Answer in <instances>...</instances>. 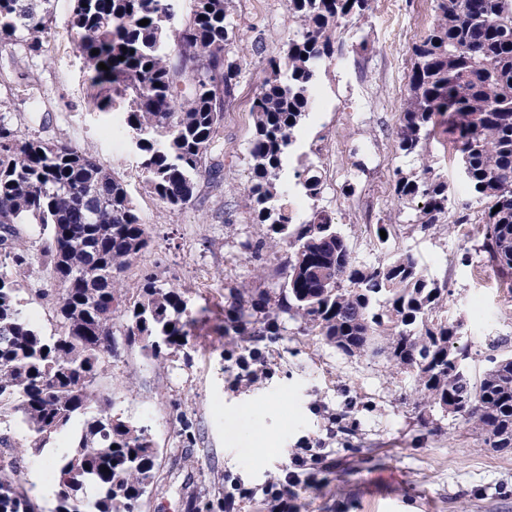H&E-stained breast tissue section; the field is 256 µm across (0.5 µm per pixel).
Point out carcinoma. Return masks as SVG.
Instances as JSON below:
<instances>
[{
  "instance_id": "carcinoma-1",
  "label": "carcinoma",
  "mask_w": 512,
  "mask_h": 512,
  "mask_svg": "<svg viewBox=\"0 0 512 512\" xmlns=\"http://www.w3.org/2000/svg\"><path fill=\"white\" fill-rule=\"evenodd\" d=\"M51 2L0 0V43L39 51ZM370 3L287 0L300 29L283 55L268 59V76L252 101L248 197L253 220L269 225L288 257L259 295L233 294L224 334L244 342L276 336L285 315L348 356L385 357L414 377L416 406L454 405L490 447L512 448V351L471 372L464 321L440 315L448 282L427 278L413 254L390 249L393 225H376L386 253L363 265L331 212L316 208L296 222L276 204L317 74L342 54L338 29L367 17ZM433 3L435 22L412 47L398 147L422 157L436 126L448 125L461 181L485 204L479 250L512 280V0ZM173 18L171 0H74L70 29L91 83L131 98L125 124L146 186L161 203L182 208L202 175L215 185L224 168L216 136L239 63L230 54L227 0H195L193 13L174 28ZM295 178L309 196L322 193L314 167L295 171ZM393 192L397 201L416 204L423 232L448 212V183L426 164L420 175L395 170ZM31 223L48 232L34 256L19 228ZM150 242L126 185L92 153L22 139L0 111V417L15 414L34 434L25 443L0 437V512H41L20 463L63 433L70 446L53 468L54 512H80L79 501L85 512H142L146 496L158 490V450L148 429L114 413L95 386L120 357L119 338L160 364L195 345L178 289L150 268L136 291L122 284ZM35 263L50 273L39 293L56 297L49 336L24 313L12 277Z\"/></svg>"
}]
</instances>
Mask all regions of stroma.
I'll list each match as a JSON object with an SVG mask.
<instances>
[{"label":"stroma","mask_w":512,"mask_h":512,"mask_svg":"<svg viewBox=\"0 0 512 512\" xmlns=\"http://www.w3.org/2000/svg\"><path fill=\"white\" fill-rule=\"evenodd\" d=\"M387 2L371 0L366 20L342 26L344 53L318 75V96L282 173L290 190L281 201L306 215L316 207L332 211L363 264L382 257L375 225H395L392 249L412 253L430 277L447 278L450 317L468 318V303L482 297L485 318L468 328L478 372L489 339L512 336V281L500 278L477 249L483 207L460 184L444 127L427 145L433 175L453 191L443 226L413 231L414 208L392 198L394 170L419 169L416 157L399 151L397 133L412 47L434 11L431 0H397L400 34L392 41ZM71 11V0H53V20L40 52L29 56L28 74L12 63L23 46H0V104L20 137L88 149L125 182L152 228L151 247L126 271V287L138 286L143 268H155L187 298L195 319L190 355L160 367L138 346H126L99 382L115 412L147 426L159 451L162 489L143 512H188L190 498L202 503L215 490L234 492L239 482L256 491L239 512H270L263 490L283 480L297 452L304 463L289 512H512V450L488 447L459 416L437 409L418 414L413 378L383 358L345 355L291 321L282 335L252 339L264 370L247 378L236 365L242 343L223 331L230 291L266 288L267 273L287 256L283 246L253 254L252 245L269 232L254 223L245 196L255 135L251 101L267 59L298 31L286 0H228L240 73L217 138L221 181L202 184L194 203L175 210L146 190L136 168L131 135L121 128L129 97L89 83ZM303 163L322 175L319 198L295 183ZM40 279L36 267L17 276L23 310L48 335L54 308L35 293ZM181 413L196 436L189 448L180 437Z\"/></svg>","instance_id":"35a3bbf8"}]
</instances>
